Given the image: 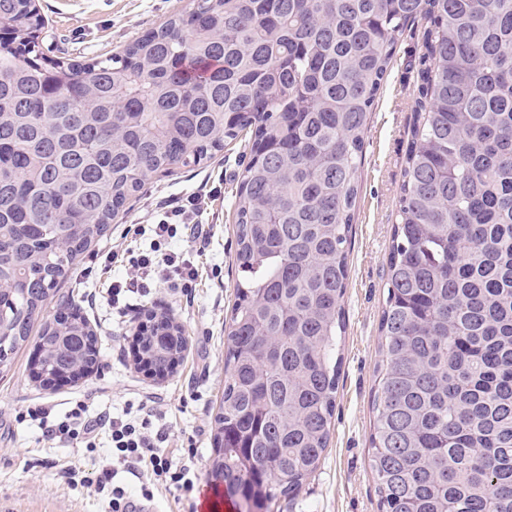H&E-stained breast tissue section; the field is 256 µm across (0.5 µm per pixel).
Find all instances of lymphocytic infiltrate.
I'll list each match as a JSON object with an SVG mask.
<instances>
[{
    "label": "lymphocytic infiltrate",
    "mask_w": 512,
    "mask_h": 512,
    "mask_svg": "<svg viewBox=\"0 0 512 512\" xmlns=\"http://www.w3.org/2000/svg\"><path fill=\"white\" fill-rule=\"evenodd\" d=\"M204 204V199L195 195L173 200L150 225L148 250L102 255L97 271L112 278L107 303L116 314L124 313L132 296L149 298L153 288L161 285L184 293L195 288L200 276L195 259L206 253L212 237L210 225L198 220ZM157 416L154 400L142 396L132 415L90 414L86 398L79 397L71 401L64 416H53L51 408L34 403L17 418L37 423L46 440L75 448L94 449L97 438L106 436L113 458L141 479L140 494L150 500L155 486L190 491L197 482L190 466L174 465L172 453L165 447L168 433L153 426Z\"/></svg>",
    "instance_id": "f902f5d3"
}]
</instances>
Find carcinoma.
Listing matches in <instances>:
<instances>
[{"instance_id": "obj_1", "label": "carcinoma", "mask_w": 512, "mask_h": 512, "mask_svg": "<svg viewBox=\"0 0 512 512\" xmlns=\"http://www.w3.org/2000/svg\"><path fill=\"white\" fill-rule=\"evenodd\" d=\"M424 24L387 258L371 468L379 512H512V0H195L90 63L41 61L35 0H0V365L34 327L46 387L98 361L47 301L161 173L253 139L211 484L237 512L297 494L329 445L365 135ZM171 371L172 320L137 336Z\"/></svg>"}]
</instances>
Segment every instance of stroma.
Wrapping results in <instances>:
<instances>
[{
  "instance_id": "obj_1",
  "label": "stroma",
  "mask_w": 512,
  "mask_h": 512,
  "mask_svg": "<svg viewBox=\"0 0 512 512\" xmlns=\"http://www.w3.org/2000/svg\"><path fill=\"white\" fill-rule=\"evenodd\" d=\"M38 5L42 16L38 42L49 63H85L115 54L193 8L192 0H38ZM421 41L422 28L417 24L401 37L365 137L343 302V364L329 445L317 471L294 499L282 502L280 512H377L369 435L375 368L382 359L379 316L414 117L411 65ZM250 150V143L236 141L198 166L153 179L126 203L93 246L98 252L121 245L124 227L152 223L160 201L220 182L222 193L201 221L214 227L207 260L222 266L223 283L202 280L190 304L165 288L153 295L150 310L172 318L186 338L183 357L172 372L155 376L136 363L134 340L147 312L132 310L121 324L111 308L91 299V292L104 291L105 286L84 281L81 270L90 260L85 254L63 290L74 296L98 339L97 366L79 380L45 387L32 372L35 347L28 344L0 373V512H105L107 493L69 486L60 465L79 463L93 478L111 467V455L43 441L37 426L15 419L32 402H48L62 412L70 399L83 394L94 395L95 413H118L135 394H153L160 403L159 422L170 430V446H193L197 485L208 487L214 458L211 421L224 389V321L231 314L237 279L234 215L228 200L242 178Z\"/></svg>"
}]
</instances>
